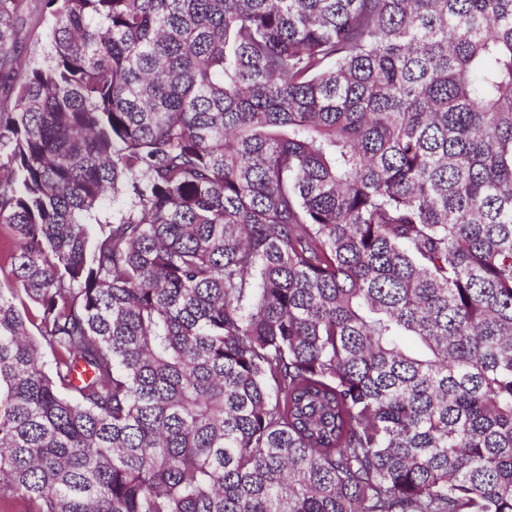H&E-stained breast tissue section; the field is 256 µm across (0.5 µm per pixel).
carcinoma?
Segmentation results:
<instances>
[{
    "mask_svg": "<svg viewBox=\"0 0 512 512\" xmlns=\"http://www.w3.org/2000/svg\"><path fill=\"white\" fill-rule=\"evenodd\" d=\"M0 79V512H512V0H0ZM47 18L31 16L19 36L18 50L26 58H39L43 47Z\"/></svg>",
    "mask_w": 512,
    "mask_h": 512,
    "instance_id": "1",
    "label": "carcinoma"
}]
</instances>
